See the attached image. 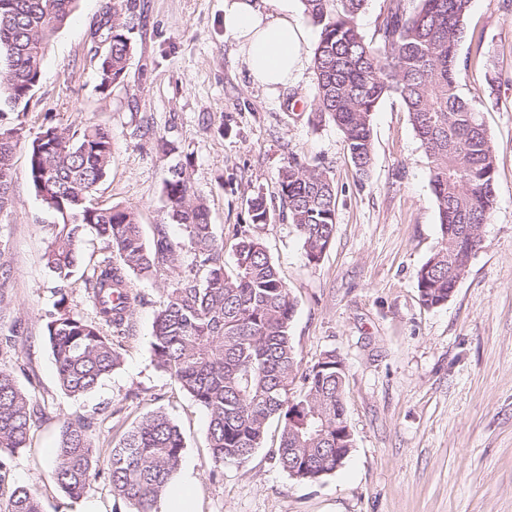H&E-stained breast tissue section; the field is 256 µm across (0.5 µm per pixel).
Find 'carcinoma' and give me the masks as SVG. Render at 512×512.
Here are the masks:
<instances>
[{
  "label": "carcinoma",
  "instance_id": "carcinoma-1",
  "mask_svg": "<svg viewBox=\"0 0 512 512\" xmlns=\"http://www.w3.org/2000/svg\"><path fill=\"white\" fill-rule=\"evenodd\" d=\"M78 0H0V119L26 110L38 85L44 54ZM471 0H388L382 42L363 34L358 18L367 0H302L318 29L312 63L317 79L315 112L343 133L351 162L361 173L372 161V115L389 94L408 112L430 164L441 242L417 273L422 301L448 302L482 241L495 200V149L481 116V98L459 94V45ZM131 0L101 5L107 45L99 55L98 89L125 83L132 53ZM18 129L0 130V211L12 202V158ZM112 161V133L99 125L43 127L29 144V181L46 209V266L61 281L83 268L95 317L71 312L57 301L46 331L61 388L71 395L93 390L122 362L137 295L131 274L176 269L181 243L162 229L146 243L134 211L95 202ZM166 207L194 252L187 274L167 289L154 319L151 349L156 366L174 378L208 417L214 466L245 462L264 442L268 423L284 420L272 458L291 477L317 483L336 472V452L348 457L353 438L336 439L345 414V373L330 351L301 369L290 325L295 301L261 241L242 239L235 266L224 270L209 212L177 162L163 181ZM278 192L288 218L318 262L336 230V196L329 171L293 158L279 172ZM95 230L114 258L87 261L85 227ZM34 407L13 372L0 366V449L27 447ZM184 440L163 412H152L108 450L115 501L130 512H155L170 477L182 462ZM102 449L82 420L64 423L51 475L69 497L90 489ZM5 512H43L39 495L24 487L11 494Z\"/></svg>",
  "mask_w": 512,
  "mask_h": 512
}]
</instances>
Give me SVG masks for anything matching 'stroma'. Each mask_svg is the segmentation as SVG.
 I'll use <instances>...</instances> for the list:
<instances>
[{"mask_svg": "<svg viewBox=\"0 0 512 512\" xmlns=\"http://www.w3.org/2000/svg\"><path fill=\"white\" fill-rule=\"evenodd\" d=\"M101 17V0H79L47 47L25 116L0 123L22 128L12 203L0 212V336L16 339L0 365L41 409L28 447L0 450L11 470L0 503L25 487L44 512L87 503L112 512L106 461L79 499L51 479L62 426L85 419L96 445L109 448L161 411L183 435L198 512H512V0H471L466 17L459 92L483 99L495 204L467 273L446 304L430 309L416 274L439 246L440 222L429 161L396 95L373 114L372 163L362 175L339 128L312 112L313 69L276 95L252 85L224 36V0H134L127 81L108 95L97 89L91 40ZM46 123L111 131L112 163L95 200L134 210L146 240L163 228L182 242V273L193 252L165 206L172 159L156 143L165 137L189 154L225 269L242 237H258L296 300L290 334L302 368L328 351L345 362L355 446L343 467L317 483L288 476L269 454L282 429L275 419L262 448L213 475L207 416L157 368L150 346L175 273L131 276L138 302L120 368L86 394L60 388L46 324L62 298L86 319L94 309L81 273L59 284L43 259L53 217L27 168L28 145ZM292 156L325 166L335 188V236L316 263L278 197L279 171ZM258 196L270 215L260 225L250 210Z\"/></svg>", "mask_w": 512, "mask_h": 512, "instance_id": "obj_1", "label": "stroma"}]
</instances>
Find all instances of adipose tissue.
Wrapping results in <instances>:
<instances>
[{"mask_svg":"<svg viewBox=\"0 0 512 512\" xmlns=\"http://www.w3.org/2000/svg\"><path fill=\"white\" fill-rule=\"evenodd\" d=\"M224 35L254 86L274 92L303 74L307 32L293 0H224ZM196 478L178 471L161 497L159 512H197Z\"/></svg>","mask_w":512,"mask_h":512,"instance_id":"ef3b65f1","label":"adipose tissue"}]
</instances>
